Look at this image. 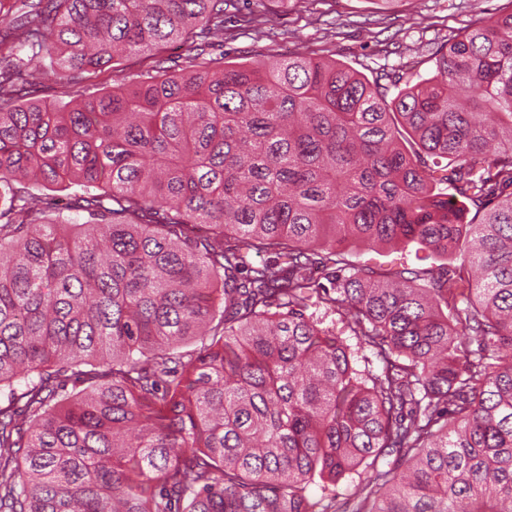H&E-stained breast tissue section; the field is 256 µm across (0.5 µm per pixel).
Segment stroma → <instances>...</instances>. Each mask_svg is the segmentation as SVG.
Instances as JSON below:
<instances>
[{
	"label": "stroma",
	"instance_id": "obj_1",
	"mask_svg": "<svg viewBox=\"0 0 512 512\" xmlns=\"http://www.w3.org/2000/svg\"><path fill=\"white\" fill-rule=\"evenodd\" d=\"M507 0H398L377 9L371 0H298L258 33L233 31L224 41L225 60L245 63L261 56H316L327 52L368 79L408 65L415 53L430 55L474 21L499 15ZM346 257L384 269L416 266L413 250L348 246Z\"/></svg>",
	"mask_w": 512,
	"mask_h": 512
}]
</instances>
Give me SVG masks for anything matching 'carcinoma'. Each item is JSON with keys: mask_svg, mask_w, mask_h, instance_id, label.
<instances>
[{"mask_svg": "<svg viewBox=\"0 0 512 512\" xmlns=\"http://www.w3.org/2000/svg\"><path fill=\"white\" fill-rule=\"evenodd\" d=\"M237 9L0 0V512H312L360 469L346 512H512V12L371 81L213 56ZM120 63L115 64L114 70H112L111 78L107 80V84L91 86L90 92H97L102 89L103 86L112 85L113 83L124 81L126 83H132L138 80V75L146 66L148 61H144L142 56H127L119 61ZM346 258L353 263H368L382 269H397L404 264L414 267L420 264L415 259V247L401 250L390 247H369L354 243L346 248ZM365 477V474H357L353 472L348 475L345 479H342L339 483L336 484V487L332 490L331 488H326L323 490L320 486L312 485L309 488L310 495L319 499L323 494L336 493L338 499H342L346 495L352 493L354 491L355 486Z\"/></svg>", "mask_w": 512, "mask_h": 512, "instance_id": "cac0c4a2", "label": "carcinoma"}]
</instances>
